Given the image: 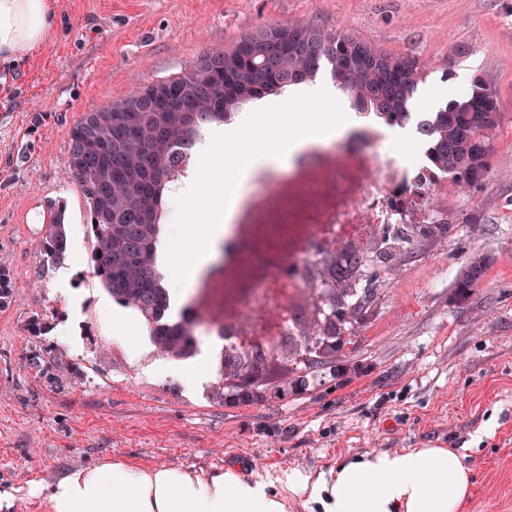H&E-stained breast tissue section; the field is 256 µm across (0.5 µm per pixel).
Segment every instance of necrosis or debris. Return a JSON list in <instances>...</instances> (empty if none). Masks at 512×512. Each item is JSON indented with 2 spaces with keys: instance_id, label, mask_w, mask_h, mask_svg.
Wrapping results in <instances>:
<instances>
[{
  "instance_id": "obj_1",
  "label": "necrosis or debris",
  "mask_w": 512,
  "mask_h": 512,
  "mask_svg": "<svg viewBox=\"0 0 512 512\" xmlns=\"http://www.w3.org/2000/svg\"><path fill=\"white\" fill-rule=\"evenodd\" d=\"M402 141L414 142V151L400 150ZM266 183L230 237L245 268L242 281L203 283L223 289L213 303L211 331L230 349L248 347L258 336L294 334L290 300L316 295L326 256L349 244L359 251L385 248L400 224L437 223L435 198L447 178L430 166L414 125L364 120L340 146L311 149L287 175Z\"/></svg>"
}]
</instances>
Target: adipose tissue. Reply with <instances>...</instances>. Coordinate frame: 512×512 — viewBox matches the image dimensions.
<instances>
[{
    "instance_id": "adipose-tissue-1",
    "label": "adipose tissue",
    "mask_w": 512,
    "mask_h": 512,
    "mask_svg": "<svg viewBox=\"0 0 512 512\" xmlns=\"http://www.w3.org/2000/svg\"><path fill=\"white\" fill-rule=\"evenodd\" d=\"M52 8V0H0V61H16L41 45ZM290 95L316 99L321 118L303 125L284 122L273 131L263 125L250 128L232 173L208 182L224 205L195 233L193 260L171 286L173 303L181 302L219 253L249 186L292 167L306 151L342 137L354 123L337 114L333 85H295ZM469 485L462 456L449 448L380 453L339 467L331 482L288 478L290 490L320 503L324 512H461ZM29 493L43 499L49 512H288L285 500L265 484L242 481L230 471L201 475L118 460L76 468L48 486L31 484Z\"/></svg>"
}]
</instances>
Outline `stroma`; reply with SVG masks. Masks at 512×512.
<instances>
[{"mask_svg": "<svg viewBox=\"0 0 512 512\" xmlns=\"http://www.w3.org/2000/svg\"><path fill=\"white\" fill-rule=\"evenodd\" d=\"M50 29L27 58L0 66V512H47L29 494L104 459L205 472L233 468L288 490L289 474L332 478L366 454L416 448L464 453L472 490L461 512H512V0H53ZM340 28L428 70L416 112L445 106L482 78L502 122L481 186H449L444 223L375 282L376 299L336 356L272 370L265 396L221 397L219 366L197 352L165 359L145 325L92 269L87 204L66 176L70 132L85 113L173 78L264 25ZM65 206L78 257L39 251L48 202ZM491 262L458 297L475 258ZM39 319L46 329L31 335ZM142 354L132 358L131 345Z\"/></svg>", "mask_w": 512, "mask_h": 512, "instance_id": "1", "label": "stroma"}]
</instances>
